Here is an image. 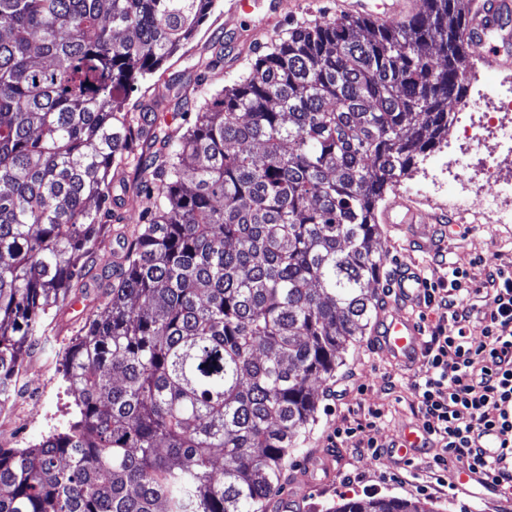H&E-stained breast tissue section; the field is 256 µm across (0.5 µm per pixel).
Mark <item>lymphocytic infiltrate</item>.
Segmentation results:
<instances>
[{
	"instance_id": "f902f5d3",
	"label": "lymphocytic infiltrate",
	"mask_w": 512,
	"mask_h": 512,
	"mask_svg": "<svg viewBox=\"0 0 512 512\" xmlns=\"http://www.w3.org/2000/svg\"><path fill=\"white\" fill-rule=\"evenodd\" d=\"M482 305L466 271L425 282L423 302L438 314L424 343L413 388L428 444L446 448L441 465L458 463L489 485L512 488V265H495ZM484 321L469 336L474 314Z\"/></svg>"
}]
</instances>
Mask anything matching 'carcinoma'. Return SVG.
Returning a JSON list of instances; mask_svg holds the SVG:
<instances>
[{"mask_svg":"<svg viewBox=\"0 0 512 512\" xmlns=\"http://www.w3.org/2000/svg\"><path fill=\"white\" fill-rule=\"evenodd\" d=\"M423 2L298 22L216 91L205 47L170 114L130 94L214 0H0V391L50 309L104 299L56 353L68 427L0 448V512H265L378 306L381 207L465 93L472 0ZM109 224L123 262L90 278Z\"/></svg>","mask_w":512,"mask_h":512,"instance_id":"1","label":"carcinoma"}]
</instances>
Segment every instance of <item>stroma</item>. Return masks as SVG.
<instances>
[{
  "instance_id": "1",
  "label": "stroma",
  "mask_w": 512,
  "mask_h": 512,
  "mask_svg": "<svg viewBox=\"0 0 512 512\" xmlns=\"http://www.w3.org/2000/svg\"><path fill=\"white\" fill-rule=\"evenodd\" d=\"M245 16L231 0H216L212 13L196 38L198 46L224 48V67L215 71L211 89H219L241 75L250 34ZM413 230L384 229L379 246L385 263L378 294L381 302L392 300V279L400 265L421 269L425 278L446 279L449 267L467 271L472 286L484 287L491 264H512V224H473L468 232L450 235L445 225L434 230L432 251L414 248ZM81 320L79 312L61 310L53 319L51 350L32 351L21 369L12 403L0 410V448H25L41 440L66 421V409L74 398L68 394L55 370L53 353L65 347ZM415 368L391 363L375 347L372 330H365L343 356L332 377L317 383L319 409L314 424L299 438L298 448L288 458L282 488L266 512H280V499H287L295 512H334L345 498L365 495L397 496L430 502L435 512H512V504L481 484L458 485L454 470H440L443 453L433 446L410 457L393 449L403 430L421 425L412 387ZM342 397H334V390ZM381 418L369 426L370 411ZM362 426V439L380 444L379 453L355 448L351 441L334 436L336 428ZM333 459V474L321 469L323 455Z\"/></svg>"
}]
</instances>
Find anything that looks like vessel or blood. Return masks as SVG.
Wrapping results in <instances>:
<instances>
[{
  "label": "vessel or blood",
  "instance_id": "obj_1",
  "mask_svg": "<svg viewBox=\"0 0 512 512\" xmlns=\"http://www.w3.org/2000/svg\"><path fill=\"white\" fill-rule=\"evenodd\" d=\"M507 0H474L466 34L470 43L480 46V60L489 72L512 67V43L495 42L493 31L498 16L511 7ZM339 13L367 17L379 23L401 20L414 14L413 0H340ZM384 223L402 229L408 224H434L438 214L422 210L405 196H396L382 215ZM395 300L381 317L375 331L376 345L391 361L419 362L423 350L422 326L413 314L422 300L423 277L411 265L401 266L393 279Z\"/></svg>",
  "mask_w": 512,
  "mask_h": 512
}]
</instances>
